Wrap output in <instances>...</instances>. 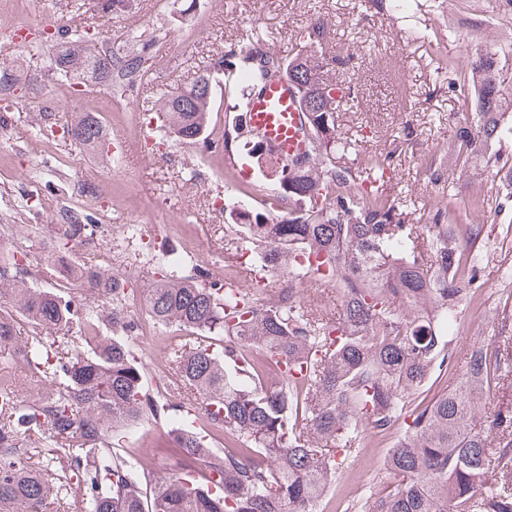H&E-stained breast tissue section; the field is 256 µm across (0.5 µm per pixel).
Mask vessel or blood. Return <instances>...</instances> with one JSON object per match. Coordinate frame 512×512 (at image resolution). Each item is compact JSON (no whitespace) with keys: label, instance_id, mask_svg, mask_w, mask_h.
Wrapping results in <instances>:
<instances>
[{"label":"vessel or blood","instance_id":"b4317fda","mask_svg":"<svg viewBox=\"0 0 512 512\" xmlns=\"http://www.w3.org/2000/svg\"><path fill=\"white\" fill-rule=\"evenodd\" d=\"M248 109L253 133L278 160L289 163L307 152L312 136L285 78H270Z\"/></svg>","mask_w":512,"mask_h":512}]
</instances>
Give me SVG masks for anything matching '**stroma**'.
Returning <instances> with one entry per match:
<instances>
[{
  "label": "stroma",
  "instance_id": "stroma-1",
  "mask_svg": "<svg viewBox=\"0 0 512 512\" xmlns=\"http://www.w3.org/2000/svg\"><path fill=\"white\" fill-rule=\"evenodd\" d=\"M390 0H321V14L336 41L353 39L356 53L364 54L359 96L352 109L341 113L342 128H355L358 149L353 168H363L374 152H394L398 185L412 189L418 210L415 223H425L441 200L437 187L425 177L438 150L452 144L468 106L464 99L436 82L433 57L449 59L464 71L472 60V42L496 48L512 44V9L504 0H434L433 8L413 10L398 18L389 11ZM310 17L308 0H131L113 17L95 9L73 12L69 0H27L22 16L0 14V32L16 19L34 23L58 21L68 29L94 23L107 26L116 47L135 46L153 65L144 85L126 91L118 83L103 82L63 97L55 91L50 74L49 49L12 46L0 39V62L20 67L29 85L26 106L0 100V248L15 256L34 252L41 257L34 288L70 289L84 302V286L92 273L106 269L105 252L127 250L132 224L223 223V216L205 206L204 185L177 178L171 169H158L150 153L134 155L121 169L112 157L76 145L53 146L31 137L34 125L54 112H93L124 96L128 111L150 105L153 94L187 86L196 62L224 51L231 43L256 31L264 32L273 49L296 52V32ZM424 29L430 42L416 40ZM377 52L366 55L367 46ZM103 180L112 186V204L80 203L78 183ZM153 184L169 197L170 205L144 211L133 208L127 193L134 184ZM82 204L83 221L95 225L101 249L94 253L57 254L52 251L53 220L68 206ZM461 223L481 224L485 239L477 260L475 286L459 309L454 342L459 350L490 345L502 322L512 323V244L503 241L500 226L512 225V207L500 214L470 210ZM129 349L142 369L149 393L159 407L157 416L134 429L110 435L112 447L128 451L132 467L146 475L174 469L181 461L169 444L166 431L176 414L170 411L171 393L158 392L156 383L168 375L169 345L153 344L151 337L132 335ZM392 436L365 432L363 451L341 483L331 487L316 505V512H361L366 500L386 494L399 478L384 466Z\"/></svg>",
  "mask_w": 512,
  "mask_h": 512
}]
</instances>
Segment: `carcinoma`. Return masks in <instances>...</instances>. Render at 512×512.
I'll list each match as a JSON object with an SVG mask.
<instances>
[{
    "label": "carcinoma",
    "mask_w": 512,
    "mask_h": 512,
    "mask_svg": "<svg viewBox=\"0 0 512 512\" xmlns=\"http://www.w3.org/2000/svg\"><path fill=\"white\" fill-rule=\"evenodd\" d=\"M326 28L320 18L304 26L298 50L288 56L261 33L239 40L208 57L197 75L216 79L215 87L224 83L234 96L238 118L224 135L232 136L234 153L251 156L258 141L247 122L250 96L270 70L304 57L310 63L313 78L297 88L299 100H325L322 109L304 113L310 153L292 165L269 163L273 186L257 185L246 195L253 206L238 213L227 197L224 213L265 267L331 283L338 315L305 312L296 291L273 300L230 297L189 276L151 284L153 321L211 338L171 356L187 391L178 412L188 398L210 406L212 420L238 447L214 448L185 432L177 448L197 465L196 476L160 472L145 491L108 441L109 432L157 414L124 343L128 322L112 316L106 336L71 297L30 288L1 267L0 308L7 304L58 335L27 339L21 367L53 389L32 403L0 407V442H15L24 431L48 442L67 467L51 469L36 448L0 457V512H41L46 502L64 508L73 495L82 496L85 512H315L336 475L361 453L363 432L398 425L386 466L402 481L367 512H512V400L492 407L483 401L493 383L512 387V326L502 323L493 346L471 347L451 389L412 405L431 374L452 363L453 338L444 326L477 279L484 225L460 223V211L470 204L497 213L512 206V96L498 78L506 57L477 48L471 70L456 81L448 80L451 63L436 62L435 80L467 95L470 111L456 141L427 170L451 202L414 224L409 191L362 190L347 166L357 139L338 131L336 118L354 102L355 77L347 69L354 54L346 43L328 42ZM88 33L59 34L55 75L83 84L105 76L132 86L147 73L144 58L122 65L77 46ZM213 109L212 97L194 107L162 94L149 111L163 114L170 136L196 145L209 135ZM71 137L95 149L103 145V126L76 112ZM392 170V155L375 154L366 177L381 182ZM459 170L492 178L495 197L468 202L456 189ZM248 348L286 367L281 385L269 384L243 356Z\"/></svg>",
    "instance_id": "1"
}]
</instances>
